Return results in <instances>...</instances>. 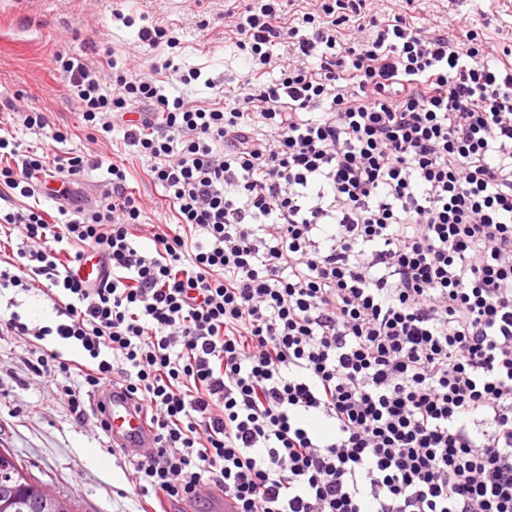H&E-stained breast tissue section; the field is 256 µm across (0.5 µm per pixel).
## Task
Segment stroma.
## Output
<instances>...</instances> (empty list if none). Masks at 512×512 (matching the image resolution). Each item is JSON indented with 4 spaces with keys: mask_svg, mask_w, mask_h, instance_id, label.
I'll list each match as a JSON object with an SVG mask.
<instances>
[{
    "mask_svg": "<svg viewBox=\"0 0 512 512\" xmlns=\"http://www.w3.org/2000/svg\"><path fill=\"white\" fill-rule=\"evenodd\" d=\"M0 15V114L21 99L45 112L62 141L56 154L98 153L126 159L128 183L143 206L142 221H157L163 191L145 165L127 157L121 133L91 140L78 103L55 72L56 55L92 63L103 70L131 67L164 79L162 65L200 69L202 80L185 87L196 105L214 92L204 78L236 87L249 77V61L224 36V0H10ZM372 14L413 15L417 26L440 30L467 21L495 46L512 40V0H372ZM134 18L127 27L113 21L115 11ZM175 29L176 48L150 47L138 39V19ZM24 341L0 338V448L11 449L32 473L71 498L76 512H136L137 501L122 469V453H108L105 435L92 424H76L64 398L35 376Z\"/></svg>",
    "mask_w": 512,
    "mask_h": 512,
    "instance_id": "1",
    "label": "stroma"
}]
</instances>
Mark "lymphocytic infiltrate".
Returning a JSON list of instances; mask_svg holds the SVG:
<instances>
[{"instance_id":"f902f5d3","label":"lymphocytic infiltrate","mask_w":512,"mask_h":512,"mask_svg":"<svg viewBox=\"0 0 512 512\" xmlns=\"http://www.w3.org/2000/svg\"><path fill=\"white\" fill-rule=\"evenodd\" d=\"M366 8L232 5L246 91L163 64L215 89L203 106L57 56L87 128L122 131L172 222L143 226L125 163L0 135V186L30 201L0 212L22 238L0 288L58 314H11L0 335L28 343L74 421L110 432L86 399L112 386L144 412L154 446L124 461L137 500L512 512V44L399 13L350 27ZM99 168L103 199L70 205V178ZM92 251L95 285L78 275Z\"/></svg>"}]
</instances>
